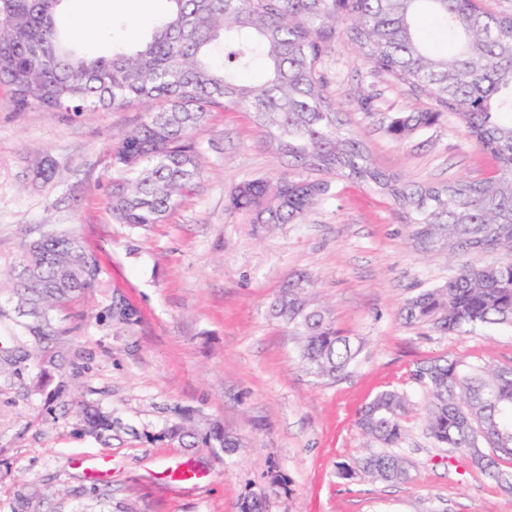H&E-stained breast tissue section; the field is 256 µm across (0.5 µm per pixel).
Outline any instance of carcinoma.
<instances>
[{"mask_svg":"<svg viewBox=\"0 0 512 512\" xmlns=\"http://www.w3.org/2000/svg\"><path fill=\"white\" fill-rule=\"evenodd\" d=\"M61 0H0V79L13 88L17 110L92 112L162 100L113 145V164L126 178L112 187V216L149 227L189 196L200 177L192 131L215 110L253 114L262 144L308 175L257 178L234 185L226 210L244 224H296L312 204L332 195L330 177L355 182L394 203L409 236L466 259L444 284L424 288L400 309L408 325L446 334L464 328L512 327V263L486 265L478 256L512 251V14L485 11L480 0H170L165 25L132 51L89 53L55 22ZM439 19L455 50L440 52L418 35ZM344 38L371 72L387 75L437 110L400 112L385 133L403 140L451 112L474 145L497 163L474 181L419 185L378 167L343 123L330 99L323 64ZM264 60L259 83L238 72ZM86 250L75 236L47 231L23 244L15 275L22 327L43 343L51 312L93 287ZM303 274L281 286L270 314L299 344V361L317 377L342 375L358 347L335 328L328 309L310 297ZM412 379L424 398V431L439 448H461L472 466L512 493V366L466 365L448 356L417 365ZM408 395L377 393L359 411L362 435L375 440L359 462L368 476L404 483ZM88 430L109 436L112 417L84 408ZM160 437L185 447L198 434L174 423Z\"/></svg>","mask_w":512,"mask_h":512,"instance_id":"cac0c4a2","label":"carcinoma"}]
</instances>
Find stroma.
Masks as SVG:
<instances>
[{"label": "stroma", "instance_id": "obj_1", "mask_svg": "<svg viewBox=\"0 0 512 512\" xmlns=\"http://www.w3.org/2000/svg\"><path fill=\"white\" fill-rule=\"evenodd\" d=\"M170 8L169 0H134L81 41L101 55L134 49ZM325 69L332 100L380 167L425 185L495 171L454 116L389 138L391 116L431 104L372 75L347 40H337ZM139 116L135 107L20 112L0 80V357L17 361L0 373V512H240L252 497L264 512H512V495L464 451L426 438L419 408L403 420L411 481L338 472L342 463L355 467L368 445L356 425L360 408L388 387L417 393L419 363L452 355L512 366L511 329L443 336L399 316L407 298L454 275L459 259L417 251L390 201L348 181L334 182L302 223H239L224 210L228 189L288 171L260 144L252 114L240 111L210 113L194 129L201 178L162 223H119L109 195L122 177L112 145ZM45 161L56 170L49 185L34 177ZM49 229L80 238L101 274L55 312L63 369L44 375L11 296L21 241ZM300 271L316 279V301L337 329L362 346L339 377L302 369L294 337L269 313L282 282ZM117 305L134 317L113 319ZM84 401L119 422L111 437L86 431ZM174 422L196 428L201 442L160 440ZM216 431L234 434L239 448L210 442ZM104 459L108 467L96 473Z\"/></svg>", "mask_w": 512, "mask_h": 512}]
</instances>
